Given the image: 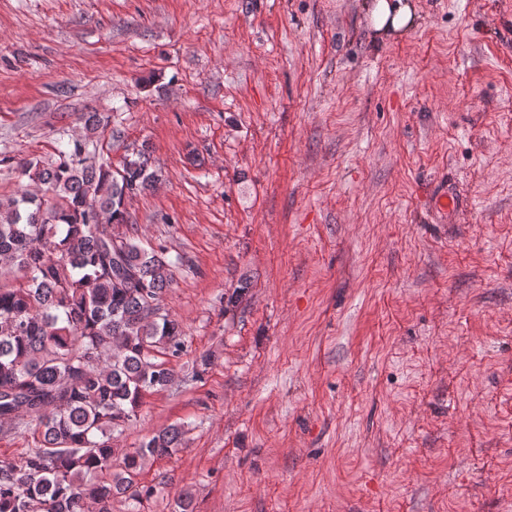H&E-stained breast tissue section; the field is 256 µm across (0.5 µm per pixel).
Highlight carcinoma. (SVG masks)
I'll use <instances>...</instances> for the list:
<instances>
[{
    "mask_svg": "<svg viewBox=\"0 0 512 512\" xmlns=\"http://www.w3.org/2000/svg\"><path fill=\"white\" fill-rule=\"evenodd\" d=\"M88 146L17 161L43 194L0 200V424L39 434L25 456L0 460V512H112L116 497L151 496L142 466L183 442L170 425L112 470L113 440L143 398L174 384L184 331L163 308L174 263L111 231L159 175L137 158L116 178Z\"/></svg>",
    "mask_w": 512,
    "mask_h": 512,
    "instance_id": "cac0c4a2",
    "label": "carcinoma"
}]
</instances>
